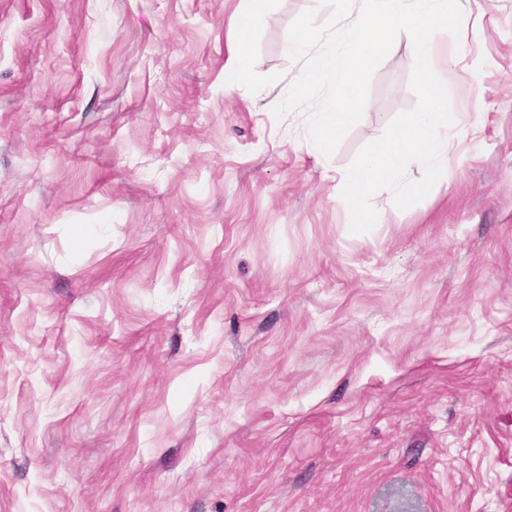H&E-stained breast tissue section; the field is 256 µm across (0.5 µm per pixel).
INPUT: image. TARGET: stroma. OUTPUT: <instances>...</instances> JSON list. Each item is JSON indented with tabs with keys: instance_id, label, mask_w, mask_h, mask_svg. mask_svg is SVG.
I'll return each mask as SVG.
<instances>
[{
	"instance_id": "1",
	"label": "stroma",
	"mask_w": 512,
	"mask_h": 512,
	"mask_svg": "<svg viewBox=\"0 0 512 512\" xmlns=\"http://www.w3.org/2000/svg\"><path fill=\"white\" fill-rule=\"evenodd\" d=\"M452 177L351 234L405 38L326 159L319 0H0V512H512V0H460ZM268 0H250L249 8L238 20V42L231 59V66L240 80H245L250 66L248 36L254 22L261 15Z\"/></svg>"
}]
</instances>
